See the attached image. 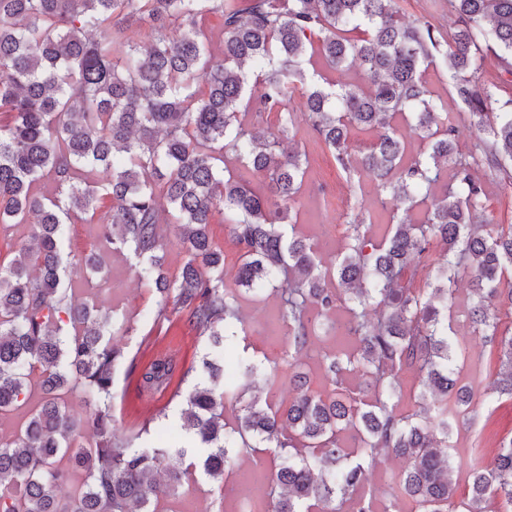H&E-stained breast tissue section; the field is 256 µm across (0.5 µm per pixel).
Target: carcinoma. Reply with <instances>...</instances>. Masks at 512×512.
I'll return each mask as SVG.
<instances>
[{"instance_id":"obj_1","label":"carcinoma","mask_w":512,"mask_h":512,"mask_svg":"<svg viewBox=\"0 0 512 512\" xmlns=\"http://www.w3.org/2000/svg\"><path fill=\"white\" fill-rule=\"evenodd\" d=\"M445 4L456 24L446 36L424 17L401 19L395 0H0V230L33 229L32 245L0 261V414L26 406L34 381L43 393L24 428L0 438V486L14 488L0 492V512H155L195 467L166 444L135 449L112 425L113 375L126 358L112 337L131 326L112 307L75 304L67 267L103 266L94 252L65 255L66 224L98 225L113 251L136 260L159 297L157 317L173 304L215 349L244 323L242 293L280 300L270 329H287L294 350L288 408L244 401L261 378L273 387L261 367L247 364L235 379L214 359L185 396L181 429L207 450L214 481L224 483L230 458L272 448L281 463L256 472L272 512H338L370 467L395 457L407 463L391 479L395 495L415 512H455L454 427L479 393L512 399V315H500L512 311V224L493 223L485 206L489 178L512 180V93L504 80L480 78L489 55L512 75V0ZM210 13L224 21L217 56ZM135 24L150 29L148 45L131 44ZM316 54L361 81H328L308 69ZM439 54L474 129L465 150L425 79ZM297 91L346 182L369 180L392 211L380 241L363 219L349 222L331 270L290 223L309 164L283 148ZM266 114L277 118L270 135L256 128ZM403 123L428 153L407 157ZM355 128L376 133L356 158ZM239 168L267 180L270 195L238 179ZM421 204L423 221L410 223L405 214ZM218 216L240 249L231 278L209 232ZM166 224L184 250L174 273ZM465 277L472 331L498 354V370L478 372L477 386L464 381L448 315ZM339 307L348 317L336 323ZM320 328L349 340L319 360L333 386L325 395L300 372ZM177 369L171 354L143 366L142 393L167 389ZM407 372L413 412L399 410ZM348 374L366 389H346ZM77 389L81 410L59 402ZM228 403L239 405L231 429ZM347 433L357 441L350 452ZM63 457L84 473L69 499L57 496L69 477ZM469 482V512H512V436Z\"/></svg>"}]
</instances>
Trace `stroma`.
I'll list each match as a JSON object with an SVG mask.
<instances>
[{
    "label": "stroma",
    "instance_id": "stroma-1",
    "mask_svg": "<svg viewBox=\"0 0 512 512\" xmlns=\"http://www.w3.org/2000/svg\"><path fill=\"white\" fill-rule=\"evenodd\" d=\"M431 90L447 102L457 114V130L460 144H470L473 131L457 102L448 80L447 67L443 59H436L426 73ZM293 142L305 150L309 159L305 184L292 209L296 229L315 244L317 253L325 267H333L332 244L324 239L322 227L326 224L344 225L353 214H362L371 224L376 235H383L389 222V213L383 209L377 193L369 181L349 187L325 146L315 137L305 119H298ZM105 243L90 224H69L65 227L66 250L82 253L104 250L105 269L103 277L86 279L81 267L73 266L68 275L80 285L75 301L90 306L119 305L120 311L130 318L132 329L122 336L121 344L127 351L125 365L114 374L112 389V415L115 428L123 434L135 435V444L145 447L163 442L186 451V458L199 461L204 451L190 447L187 437L180 429L181 395L189 386L181 377H174L175 395L155 404L158 418L145 422L140 409L138 370L156 355L169 336H178V348L183 367L199 365L207 351L205 336L191 325L186 313L168 310L166 317H158V298L155 293L139 283L133 262L128 256L105 251ZM245 316L246 332L231 337L234 355L227 362L228 369H235L237 362L255 363L271 372L275 386L274 400L277 405L287 406L293 397L292 369L288 364V337L283 332L271 333L265 325L271 321L279 307L278 299L268 295L245 294L241 300ZM450 314L458 338L468 343L470 362L490 365L494 359L481 337L471 334L466 291H459L450 306ZM512 432V402L503 400L488 404L476 399L472 418L460 425L454 434L457 454L454 461V479L457 485L455 496L458 512H463L469 499L468 474L474 458L489 462L500 439ZM238 462H231L224 469L223 482H215L202 469H195L175 494L161 498L156 504L157 512H238V497L226 496L224 486L234 485L237 480Z\"/></svg>",
    "mask_w": 512,
    "mask_h": 512
}]
</instances>
